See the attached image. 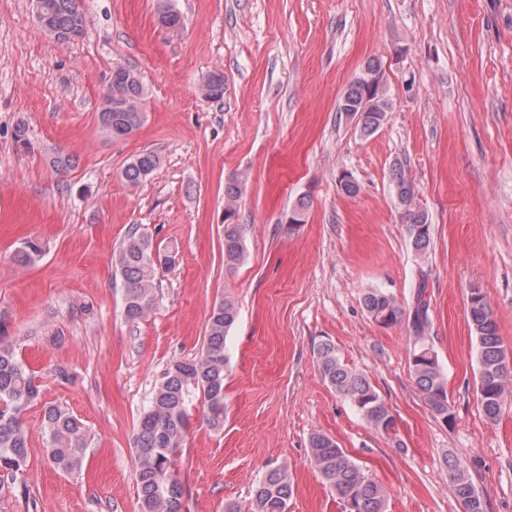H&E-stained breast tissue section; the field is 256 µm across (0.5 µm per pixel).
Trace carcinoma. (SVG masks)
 Wrapping results in <instances>:
<instances>
[{
  "label": "carcinoma",
  "mask_w": 512,
  "mask_h": 512,
  "mask_svg": "<svg viewBox=\"0 0 512 512\" xmlns=\"http://www.w3.org/2000/svg\"><path fill=\"white\" fill-rule=\"evenodd\" d=\"M41 10L60 33L77 29L83 34L86 18L79 0H38ZM115 81L110 90L126 102H140L144 88L131 69H112ZM390 103L383 84L380 64L370 61L362 74L347 88L339 111L358 120L361 132L370 136L387 120ZM102 130L112 138L130 135L141 124L137 110L101 112ZM51 166L67 171L75 158L63 151L51 155ZM160 166L159 156L146 151L136 155L123 170L124 179L138 185ZM397 197L404 207L403 219L409 224L412 246L426 250L431 243L428 215L413 205V185L402 175L396 177ZM241 187L235 181L224 187V263L233 266L243 257L244 225L237 222L236 202ZM165 250L139 229L128 233L115 254L124 288V313L135 322L146 318L155 302L157 270L165 267ZM424 290H418L413 310L409 312L413 347L410 363L414 380L426 396L435 416L444 422L452 420L448 405L447 377L433 343L426 336L428 304ZM363 306L372 320L393 325L401 320L404 310L393 295L381 288H371L363 295ZM468 317L477 341L478 393L484 415L495 421L508 403L506 356L498 334L497 320L485 295L467 298ZM237 319V308L229 300L216 303L209 315L204 343L198 357L171 361L158 382L152 398L141 414L134 438L136 479L140 512H182L183 487L177 475L178 457L189 424L188 405L200 401L204 421L215 431L224 427V364L226 338ZM324 379L344 396L352 407L376 431H396L391 410L374 390L368 378L344 365L335 346L325 343L318 350ZM39 386L35 377L18 358L15 349L0 344V469L17 473L26 465L29 454L27 430L22 412L38 402ZM43 430L49 441L52 463L62 471L79 466L88 450V438L80 421L67 409L50 405L43 410ZM311 454L322 478L336 491L345 512H385L386 491L346 455L330 437L317 434L311 439ZM448 482L463 512H486V497L473 482L467 467L460 462L444 460ZM293 496V483L288 471H269L258 483L252 500V512H288Z\"/></svg>",
  "instance_id": "1"
}]
</instances>
